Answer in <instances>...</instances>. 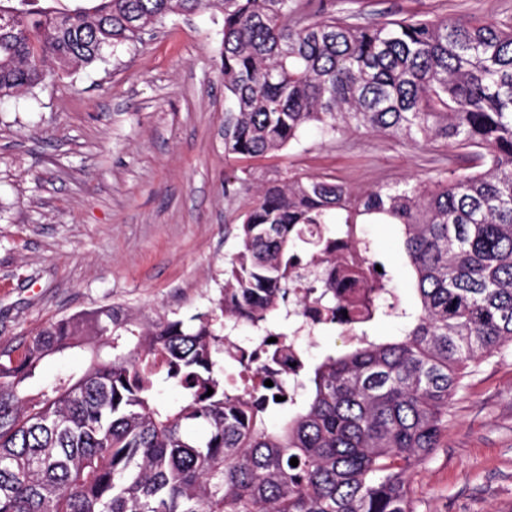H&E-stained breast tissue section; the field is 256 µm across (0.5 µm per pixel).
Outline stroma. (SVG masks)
<instances>
[{"label": "stroma", "mask_w": 512, "mask_h": 512, "mask_svg": "<svg viewBox=\"0 0 512 512\" xmlns=\"http://www.w3.org/2000/svg\"><path fill=\"white\" fill-rule=\"evenodd\" d=\"M353 23L476 16L512 0H324ZM223 19L173 15L156 39L0 101V343L104 305L186 319L215 307L229 229L259 179L330 174L361 192L466 166L444 141L305 127L260 160L224 155ZM399 306L414 303L394 225L362 224ZM415 512H512V348L473 367L442 446L414 469Z\"/></svg>", "instance_id": "1"}]
</instances>
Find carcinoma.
<instances>
[{"label":"carcinoma","mask_w":512,"mask_h":512,"mask_svg":"<svg viewBox=\"0 0 512 512\" xmlns=\"http://www.w3.org/2000/svg\"><path fill=\"white\" fill-rule=\"evenodd\" d=\"M41 2L0 0V99L210 11L223 16L225 156L282 151L314 124L443 140L478 164L361 193L324 175L269 181L237 225L217 307L142 321L108 305L49 323L19 354L1 348L0 512H414L408 474L440 447L468 369L512 346V25L358 26L324 0ZM365 220L401 229L419 305L394 302L384 269L351 324L336 279L316 277L319 327L348 349L314 364L302 350L271 387L229 384L241 364L224 340L248 327L252 357L278 359L267 338L288 333L270 320L288 321L295 273ZM392 314L402 333L371 337ZM75 349L82 372L29 392L46 358ZM165 387L180 399H159Z\"/></svg>","instance_id":"1"}]
</instances>
